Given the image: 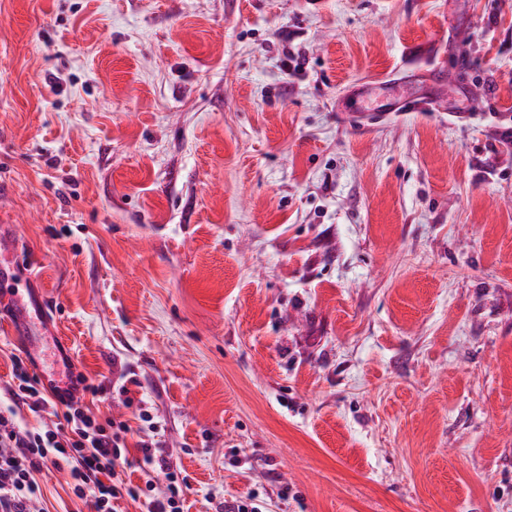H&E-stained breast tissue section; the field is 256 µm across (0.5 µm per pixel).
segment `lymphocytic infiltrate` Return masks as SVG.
I'll return each mask as SVG.
<instances>
[{
    "label": "lymphocytic infiltrate",
    "mask_w": 512,
    "mask_h": 512,
    "mask_svg": "<svg viewBox=\"0 0 512 512\" xmlns=\"http://www.w3.org/2000/svg\"><path fill=\"white\" fill-rule=\"evenodd\" d=\"M73 386L78 396L44 387L23 359H15L12 381L0 390L6 400L0 406V512H34L41 495L35 475L47 466L68 468L73 494L88 502L92 512H113L114 500L124 495L143 500L146 512H177L184 483L156 459L148 442L140 444L142 471L148 477L165 476L164 496L147 497L141 487L122 489L115 484L129 427L93 411L85 397L97 395L99 389L85 376H77ZM25 408L36 414L51 412L54 424L27 429L19 420Z\"/></svg>",
    "instance_id": "1"
}]
</instances>
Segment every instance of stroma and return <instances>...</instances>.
<instances>
[{"instance_id":"stroma-1","label":"stroma","mask_w":512,"mask_h":512,"mask_svg":"<svg viewBox=\"0 0 512 512\" xmlns=\"http://www.w3.org/2000/svg\"><path fill=\"white\" fill-rule=\"evenodd\" d=\"M509 123L512 0H0V286L57 332L0 387L68 359L183 512H512ZM433 79L435 84V92L428 98H415L412 93L407 91H398L391 101L387 104L388 107H367L358 97L356 101L359 102L351 116L360 120H367V115L386 116L393 112H407L410 110L429 109L434 106L436 100L442 96L446 90L448 92V74L439 65L433 67Z\"/></svg>"}]
</instances>
